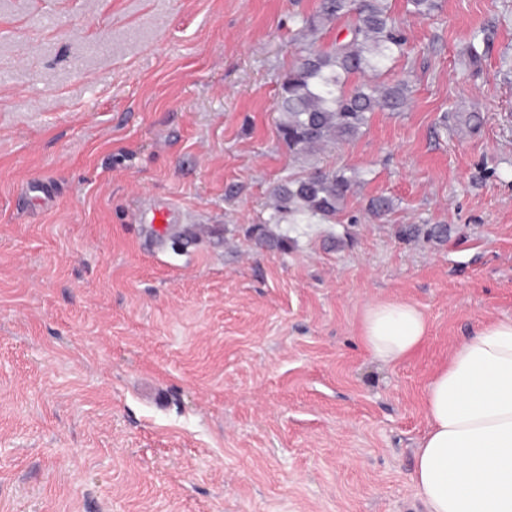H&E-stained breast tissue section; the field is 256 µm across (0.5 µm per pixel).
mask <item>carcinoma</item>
I'll return each instance as SVG.
<instances>
[{
	"instance_id": "carcinoma-1",
	"label": "carcinoma",
	"mask_w": 512,
	"mask_h": 512,
	"mask_svg": "<svg viewBox=\"0 0 512 512\" xmlns=\"http://www.w3.org/2000/svg\"><path fill=\"white\" fill-rule=\"evenodd\" d=\"M409 12L430 15L438 0H407ZM352 19L348 35L319 43L326 25ZM297 36L306 40L295 62L279 80L278 133L288 150L309 156L328 144L356 138L378 110L400 112L409 84H378V75L404 55L405 39L393 23L387 0H318L313 13L301 16ZM355 177L345 169L313 168L290 176L273 191L275 204L267 223L323 224L336 220Z\"/></svg>"
}]
</instances>
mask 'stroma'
I'll return each instance as SVG.
<instances>
[{
    "label": "stroma",
    "mask_w": 512,
    "mask_h": 512,
    "mask_svg": "<svg viewBox=\"0 0 512 512\" xmlns=\"http://www.w3.org/2000/svg\"><path fill=\"white\" fill-rule=\"evenodd\" d=\"M316 3L0 0V512H422L424 388L512 317V0H388L408 106L297 159L278 78ZM314 165L355 175L335 223H269ZM382 299L430 327L396 366L359 336Z\"/></svg>",
    "instance_id": "35a3bbf8"
}]
</instances>
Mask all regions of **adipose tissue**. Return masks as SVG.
Wrapping results in <instances>:
<instances>
[{"instance_id":"adipose-tissue-1","label":"adipose tissue","mask_w":512,"mask_h":512,"mask_svg":"<svg viewBox=\"0 0 512 512\" xmlns=\"http://www.w3.org/2000/svg\"><path fill=\"white\" fill-rule=\"evenodd\" d=\"M361 338L387 365L407 361L428 323L405 300L367 304ZM428 428L410 481L426 512H512V318L458 342L423 392Z\"/></svg>"}]
</instances>
